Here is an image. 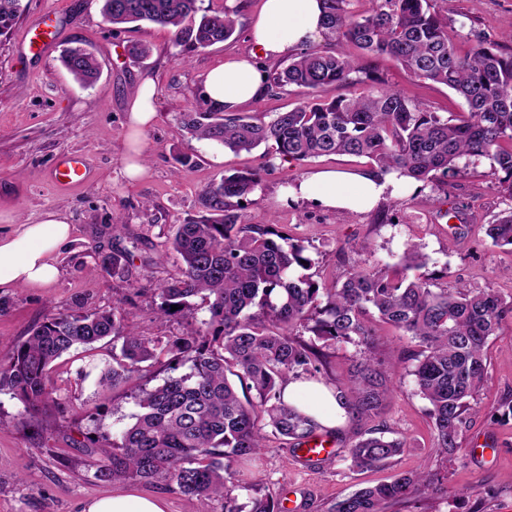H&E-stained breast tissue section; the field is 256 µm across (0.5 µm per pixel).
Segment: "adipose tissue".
I'll return each instance as SVG.
<instances>
[{
    "instance_id": "obj_1",
    "label": "adipose tissue",
    "mask_w": 512,
    "mask_h": 512,
    "mask_svg": "<svg viewBox=\"0 0 512 512\" xmlns=\"http://www.w3.org/2000/svg\"><path fill=\"white\" fill-rule=\"evenodd\" d=\"M321 0H264L248 37L250 57L231 58L206 72L202 97L217 109L231 111L258 97L265 88V59L288 57L321 40ZM399 188L393 175L370 170L320 169L286 187L284 200H305L341 215L372 210ZM72 226L59 215L46 214L37 224H23L12 234L0 235V288L44 287L60 275L55 253L69 241ZM283 398L313 416L323 429L336 428L345 411L333 390L314 383H285ZM81 512H166L163 500L120 492L82 504Z\"/></svg>"
}]
</instances>
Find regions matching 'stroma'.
<instances>
[{
    "instance_id": "stroma-1",
    "label": "stroma",
    "mask_w": 512,
    "mask_h": 512,
    "mask_svg": "<svg viewBox=\"0 0 512 512\" xmlns=\"http://www.w3.org/2000/svg\"><path fill=\"white\" fill-rule=\"evenodd\" d=\"M263 0H204L209 8L233 7L238 25L232 39L205 49L177 46L170 29L150 23L107 24L102 0H23L25 10L12 29L0 36V235L18 225L39 223L54 212L73 226V234L57 253L60 277L43 288L0 291V359L12 354L29 329L57 312L108 309L122 297L126 321L143 335L167 343L190 335L208 319L207 305L196 301L191 318L158 320L159 283L178 271L166 252L175 224L200 208L202 191L220 178L256 168L260 151L225 152L213 160L216 147L190 138L178 115L200 103L202 80L209 68L230 56L253 50L247 29ZM448 15L460 50L475 35L503 40L512 49V0H436ZM49 22L54 41L43 52L29 53L23 37L38 23ZM151 47L142 61L126 53L129 41ZM80 42L91 47L101 73L90 87L81 86L61 62L63 49ZM385 88L404 92L445 116L462 115L466 107L446 86L418 80L389 59L370 60ZM156 84L157 115L140 136L144 174H125L132 129L129 103L144 79ZM64 153L83 155L91 168L88 185L63 188L49 170ZM196 156L197 165L180 166L178 155ZM367 159L323 156L303 162L275 160L245 209L252 224L276 221L291 242L304 245L310 267H293L292 276L307 275L332 286L347 272L369 261L400 265L408 244L427 257L424 267L409 271L434 288H493L512 294L504 272L512 268V247L493 245L486 226L512 203L489 186L485 158L460 166L446 190L406 181L400 194L369 213L336 221L334 212L296 201L284 203L283 188L321 168L366 169ZM369 242L370 254L358 250ZM129 249L131 264L122 275L103 269L98 255ZM368 320L378 333L373 350L345 343L321 346L322 363L315 380L347 387L355 364L375 356L382 362L389 392L382 411L372 419L344 420L337 453L308 469L298 463L286 441L269 439L255 459L240 466L245 482L240 501L272 493L290 496L293 512H327L329 505L359 488L388 480L398 472L427 467L445 485L458 490L449 500L428 489L418 500L390 505L387 512H512V317L490 339L483 391L472 403L452 458L433 451L428 402L419 393L412 370L419 348L411 337ZM112 358V343L77 348L55 361L48 377L58 405L38 418L0 394V512H79L85 501L122 491L163 498L167 512H222L220 502L200 501L180 493L167 480L109 482L96 478V467L77 446L86 437L117 435L136 411L132 398L139 379L116 387L102 384L101 365ZM380 428L401 438L406 447L397 464L367 471L350 466L348 448L359 435Z\"/></svg>"
}]
</instances>
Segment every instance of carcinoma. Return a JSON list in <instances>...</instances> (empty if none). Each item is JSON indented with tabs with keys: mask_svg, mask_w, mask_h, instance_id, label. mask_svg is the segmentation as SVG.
I'll use <instances>...</instances> for the list:
<instances>
[{
	"mask_svg": "<svg viewBox=\"0 0 512 512\" xmlns=\"http://www.w3.org/2000/svg\"><path fill=\"white\" fill-rule=\"evenodd\" d=\"M21 2L0 0V34L21 16ZM102 2L106 23L168 27L178 46L205 49L236 31L235 11L206 10L201 0ZM349 2L324 0V28L336 40L335 51L307 48L269 74L272 88L303 90L305 98L294 108L268 118L199 106L180 113L182 127L194 139L235 153L264 147V169L277 157L299 162L349 155L368 159L382 175L446 186L461 160L484 157L491 162V184L512 201V51L480 36L459 52L448 35L451 22L434 0H374L366 15L352 13ZM350 44L368 57L394 60L419 80L448 87L467 112L449 119L400 91L382 88L359 96H322L330 86L379 81L347 52ZM62 62L85 87L100 76L97 56L85 48L65 49ZM260 182L258 169L224 176L205 189L201 210L176 225L171 249L179 274L159 284L158 310L164 317L190 314L192 299L199 296L208 304L209 319L168 349L171 370L185 366L188 371L151 389L138 388L132 423L94 447L97 478L150 482L163 477L187 496L222 501V512H277L269 493L239 502L237 465L258 455L270 434L295 447L315 437L319 424L281 400L284 383L318 371L319 352L299 335L369 350L376 342L366 321L371 309L421 347L412 375L429 404L434 449L443 457L457 452L471 401L486 379L489 340L512 316V296L465 286L436 291L388 266L355 268L333 288L292 277L291 268L311 264L305 247L289 242L273 221L246 220L244 203ZM486 233L493 244L512 246V206L487 224ZM131 257L129 250L117 251L100 256V265L116 274ZM173 305L178 310H171ZM108 337L112 347H120L121 358H112L100 382L115 387L147 376L158 360L159 339L128 327L118 301L109 310L59 312L35 325L0 361V392L19 399L32 418L50 403L61 406L47 382L49 366L73 348ZM230 374L248 381L258 402L241 401ZM354 377L347 389L336 388V400L348 414L377 416L387 392L385 378L368 362L356 366ZM404 448L398 438L360 437L350 445L351 466L389 464ZM431 480L423 469L402 472L337 501L328 512H385L388 505L421 493Z\"/></svg>",
	"mask_w": 512,
	"mask_h": 512,
	"instance_id": "1",
	"label": "carcinoma"
}]
</instances>
